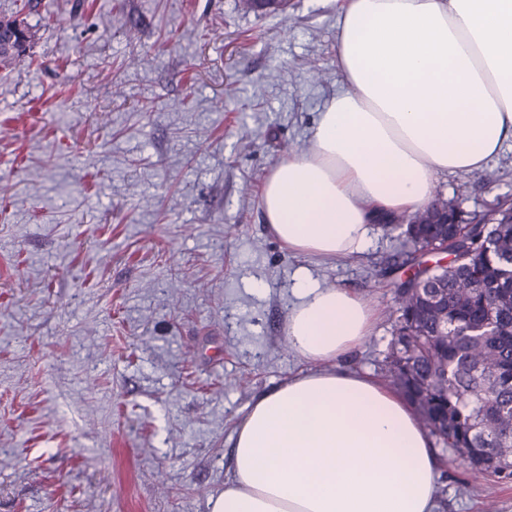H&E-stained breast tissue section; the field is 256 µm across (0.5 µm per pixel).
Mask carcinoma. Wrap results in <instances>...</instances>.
<instances>
[{
    "instance_id": "carcinoma-1",
    "label": "carcinoma",
    "mask_w": 512,
    "mask_h": 512,
    "mask_svg": "<svg viewBox=\"0 0 512 512\" xmlns=\"http://www.w3.org/2000/svg\"><path fill=\"white\" fill-rule=\"evenodd\" d=\"M21 43L0 45V65L26 53L29 35L16 18ZM498 209L471 214L448 228V265L433 269L417 244L404 264L415 269L396 286V318L383 360L386 382L416 406L435 444L452 449L478 473L512 472V223ZM448 297L447 317L425 303L429 292Z\"/></svg>"
}]
</instances>
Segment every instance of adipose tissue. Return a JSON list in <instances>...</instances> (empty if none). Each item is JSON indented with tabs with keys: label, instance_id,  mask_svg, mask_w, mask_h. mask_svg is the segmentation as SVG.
Listing matches in <instances>:
<instances>
[{
	"label": "adipose tissue",
	"instance_id": "1",
	"mask_svg": "<svg viewBox=\"0 0 512 512\" xmlns=\"http://www.w3.org/2000/svg\"><path fill=\"white\" fill-rule=\"evenodd\" d=\"M336 68L307 149L262 188L275 238L326 259L368 250L376 220L425 208L437 174L512 139V0H344ZM292 293L288 348L307 367L247 407L212 512H436L440 462L414 407L336 367L377 309L303 271Z\"/></svg>",
	"mask_w": 512,
	"mask_h": 512
}]
</instances>
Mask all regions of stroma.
<instances>
[{"label":"stroma","mask_w":512,"mask_h":512,"mask_svg":"<svg viewBox=\"0 0 512 512\" xmlns=\"http://www.w3.org/2000/svg\"><path fill=\"white\" fill-rule=\"evenodd\" d=\"M341 3L0 0L30 34L0 68V512H211L248 404L303 366L297 270L378 308L341 366L380 376L399 231L297 255L261 205L341 87ZM434 193L512 199V142ZM438 457V512H512V477Z\"/></svg>","instance_id":"stroma-1"}]
</instances>
